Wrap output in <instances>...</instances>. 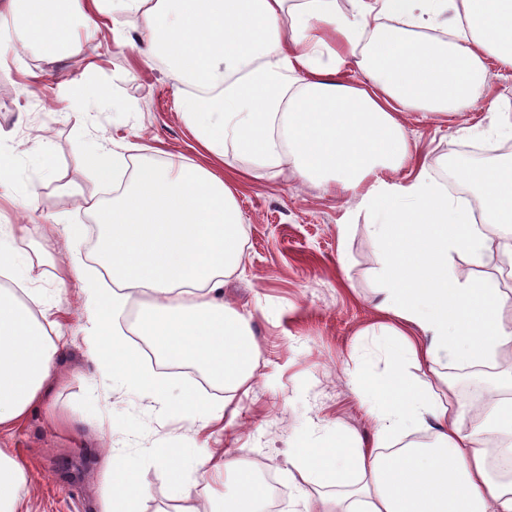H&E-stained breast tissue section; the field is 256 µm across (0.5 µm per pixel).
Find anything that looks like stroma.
Returning <instances> with one entry per match:
<instances>
[{
	"label": "stroma",
	"mask_w": 512,
	"mask_h": 512,
	"mask_svg": "<svg viewBox=\"0 0 512 512\" xmlns=\"http://www.w3.org/2000/svg\"><path fill=\"white\" fill-rule=\"evenodd\" d=\"M77 43L92 53L48 56L35 47L16 51L0 43V156L12 168L9 195L0 194V224H71L81 252L93 229L85 198L99 196L88 163L94 143L128 147V162L143 158L206 164L176 105L180 81L172 68L138 52L141 24L132 16L102 17L94 30L73 25ZM512 108V77L489 70L479 108L464 117L410 112L405 121L418 157L437 159L433 171L448 183V159L459 147L494 143L512 155V138L491 139L490 106ZM40 186L27 210L12 194ZM244 249L238 269L224 280L226 301L254 312L252 330L261 355L247 392L226 398L223 388L171 372V398L192 388L225 408L222 421L204 428L158 408L135 390L112 387L87 363L81 344L59 356L53 386L55 427L32 411L6 446L31 476L23 495L30 512H100L107 489L97 445L101 415L114 418L115 451L137 455L190 441L208 453L247 449L258 476H270L280 512H300L302 482L289 473L295 440L318 441L336 429L373 441L376 432L358 396L359 372H381L375 333L383 286L382 258L370 235V218L347 197L315 186L299 187L291 171L275 179L242 181ZM348 233H341V225ZM37 235L24 249L30 257L27 287L55 300L57 328L76 335L86 315L75 281H58L55 257L37 252Z\"/></svg>",
	"instance_id": "stroma-1"
}]
</instances>
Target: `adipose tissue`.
Returning <instances> with one entry per match:
<instances>
[{
	"mask_svg": "<svg viewBox=\"0 0 512 512\" xmlns=\"http://www.w3.org/2000/svg\"><path fill=\"white\" fill-rule=\"evenodd\" d=\"M32 0L22 43L46 54L73 41L72 20L140 17L144 57L165 59L182 86L178 107L202 152L212 159L233 146L251 169L232 179L200 164L141 160L111 202L84 206L102 226L97 252L108 280L86 274L70 255L62 274L75 277L86 321L88 360L113 386L159 404L161 413L192 424L222 420L223 406L184 392L146 369L129 335L145 337L163 361L202 369L231 393L251 376L260 355L253 313L224 299V278L242 255L245 219L236 182L291 168L299 182L348 196L370 214L384 258L379 310L385 370L361 382L358 394L376 425L373 447L348 433L300 443L289 458L307 489L302 512H512V481L493 479L486 435L512 459V395L495 396L465 423L448 385L449 362L476 363L512 349V302L491 280L460 282L449 259L488 257L471 210L432 178L433 160L415 161L403 117L409 112L461 116L484 92L485 63L512 75V0ZM441 31L435 43L429 30ZM357 68L362 77L341 79ZM413 179L396 175L410 164ZM479 199L484 223L512 227V156L460 173ZM31 229L0 225V274L27 276L19 247ZM141 289L148 310L129 330L119 318L128 289ZM36 294L20 299L0 289V434L35 408L51 410V379L68 337L56 334L49 310L33 313ZM418 364L417 387L403 371ZM427 430L428 447L384 454L387 441ZM99 434L109 476L101 512H139L149 494L140 470L153 458L168 471L178 512H263L265 486L245 452L197 457L192 447L151 448L146 455L112 452V425ZM229 480L228 492L201 499L192 485ZM24 466L0 451V512H23Z\"/></svg>",
	"mask_w": 512,
	"mask_h": 512,
	"instance_id": "adipose-tissue-1",
	"label": "adipose tissue"
}]
</instances>
